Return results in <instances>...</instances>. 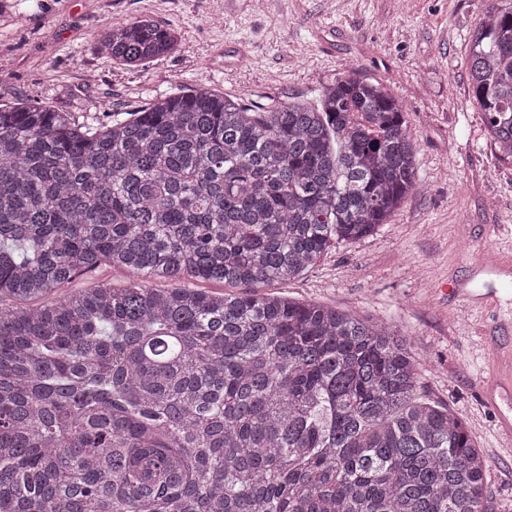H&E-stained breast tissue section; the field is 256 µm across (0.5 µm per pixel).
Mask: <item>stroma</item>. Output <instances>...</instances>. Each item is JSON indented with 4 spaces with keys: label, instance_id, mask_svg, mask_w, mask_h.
<instances>
[{
    "label": "stroma",
    "instance_id": "35a3bbf8",
    "mask_svg": "<svg viewBox=\"0 0 512 512\" xmlns=\"http://www.w3.org/2000/svg\"><path fill=\"white\" fill-rule=\"evenodd\" d=\"M490 0H0V103L39 101L81 121L207 89L259 106L316 104L342 73L386 85L417 143L423 189L373 236L341 242L271 293L381 320L407 336L421 393L448 404L512 512V451L495 360L512 348V161L471 96L469 37ZM147 16L176 49L143 67L100 52L108 26Z\"/></svg>",
    "mask_w": 512,
    "mask_h": 512
}]
</instances>
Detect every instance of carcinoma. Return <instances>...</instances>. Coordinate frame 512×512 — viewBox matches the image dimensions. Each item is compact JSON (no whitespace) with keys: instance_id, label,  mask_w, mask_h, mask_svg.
I'll use <instances>...</instances> for the list:
<instances>
[{"instance_id":"cac0c4a2","label":"carcinoma","mask_w":512,"mask_h":512,"mask_svg":"<svg viewBox=\"0 0 512 512\" xmlns=\"http://www.w3.org/2000/svg\"><path fill=\"white\" fill-rule=\"evenodd\" d=\"M470 40L511 160L512 2ZM176 44L148 17L98 38L129 67ZM106 117L0 107V512H490V466L406 337L265 292L419 187L395 97L344 73L314 107L197 90ZM103 263L126 286L60 294Z\"/></svg>"}]
</instances>
